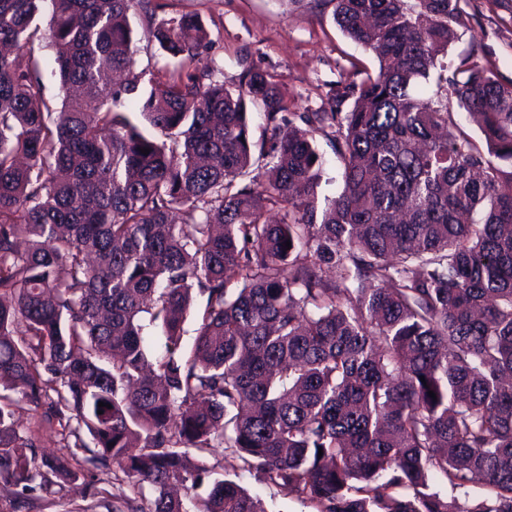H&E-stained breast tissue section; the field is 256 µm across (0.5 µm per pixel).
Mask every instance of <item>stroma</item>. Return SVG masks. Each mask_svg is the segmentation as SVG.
I'll return each instance as SVG.
<instances>
[{
  "mask_svg": "<svg viewBox=\"0 0 512 512\" xmlns=\"http://www.w3.org/2000/svg\"><path fill=\"white\" fill-rule=\"evenodd\" d=\"M156 22L184 13L199 14L210 32L207 52L222 69L226 83L240 71L237 56L248 50L250 62L270 72L279 96L291 111L318 107L327 86L349 70L352 61L376 68L374 58L344 36L333 21L331 0H159ZM466 27L448 47V64H458L472 49L484 48L496 61L497 72L512 80V0H466ZM17 425L21 435H34L39 455L58 453L59 438L50 426L36 427L37 412L24 397H17ZM99 470L66 485L60 493L41 491L19 497L12 485L0 482V512H83L91 505L88 484L97 482ZM237 483L260 498L267 512H314L301 496H288L259 484L242 472Z\"/></svg>",
  "mask_w": 512,
  "mask_h": 512,
  "instance_id": "1",
  "label": "stroma"
}]
</instances>
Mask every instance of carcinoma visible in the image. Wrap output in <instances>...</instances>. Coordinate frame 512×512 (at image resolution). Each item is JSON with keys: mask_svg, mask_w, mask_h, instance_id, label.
Here are the masks:
<instances>
[{"mask_svg": "<svg viewBox=\"0 0 512 512\" xmlns=\"http://www.w3.org/2000/svg\"><path fill=\"white\" fill-rule=\"evenodd\" d=\"M330 2L377 70L293 112L264 70L200 66L196 13L149 29L172 65L148 73L129 15L155 0H0L1 482L52 494L89 465L129 490L112 512H266L186 464L221 448L315 512H512V81L438 59L461 0ZM318 137L343 184L322 201ZM16 390L62 453L37 463ZM54 62L51 52L43 51L42 59V76L45 86V95L47 98L54 99L60 106L63 93L61 91L58 79L52 75L54 69Z\"/></svg>", "mask_w": 512, "mask_h": 512, "instance_id": "obj_1", "label": "carcinoma"}]
</instances>
